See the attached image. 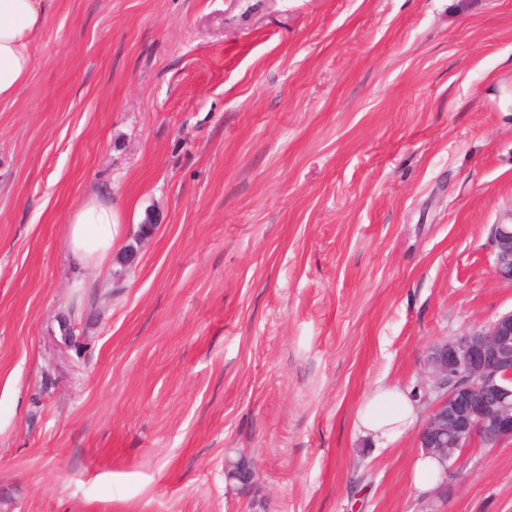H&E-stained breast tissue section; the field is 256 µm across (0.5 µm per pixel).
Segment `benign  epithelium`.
Segmentation results:
<instances>
[{
    "label": "benign epithelium",
    "mask_w": 512,
    "mask_h": 512,
    "mask_svg": "<svg viewBox=\"0 0 512 512\" xmlns=\"http://www.w3.org/2000/svg\"><path fill=\"white\" fill-rule=\"evenodd\" d=\"M491 242L494 274L512 282V214L494 225ZM425 368L435 400L420 432L421 448L450 461L480 441L512 440V312L434 343ZM224 474L246 489L254 483V462L246 456L229 461Z\"/></svg>",
    "instance_id": "7a95c632"
}]
</instances>
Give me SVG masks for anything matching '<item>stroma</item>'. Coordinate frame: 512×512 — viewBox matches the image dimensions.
<instances>
[{
	"instance_id": "stroma-1",
	"label": "stroma",
	"mask_w": 512,
	"mask_h": 512,
	"mask_svg": "<svg viewBox=\"0 0 512 512\" xmlns=\"http://www.w3.org/2000/svg\"><path fill=\"white\" fill-rule=\"evenodd\" d=\"M32 53L0 102L7 512H512L511 442L423 496L418 437L353 426L379 382L427 413V348L512 311V0H54ZM94 194L119 236L76 271ZM66 251L77 265L102 267L112 260L117 223L112 205L91 196L66 217ZM507 218L510 222L494 225L491 250L494 255V274L502 281L512 282V211ZM238 463L239 464V471L243 473V478H239L237 476L236 469L234 468V465ZM229 461L226 462L224 465V474L226 481L229 484H234L237 482L240 483L241 489H246L250 485L254 483L255 479V465L251 458H248L246 456H241L237 462ZM236 486V485H235Z\"/></svg>"
}]
</instances>
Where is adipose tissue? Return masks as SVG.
Returning a JSON list of instances; mask_svg holds the SVG:
<instances>
[{
	"instance_id": "1",
	"label": "adipose tissue",
	"mask_w": 512,
	"mask_h": 512,
	"mask_svg": "<svg viewBox=\"0 0 512 512\" xmlns=\"http://www.w3.org/2000/svg\"><path fill=\"white\" fill-rule=\"evenodd\" d=\"M52 0H0V102L13 100L29 79L32 46L43 30ZM66 251L77 265L102 267L113 255L117 224L112 206L92 196L66 217ZM354 427L375 447L386 448L419 428L415 399L396 384L376 385L355 414Z\"/></svg>"
}]
</instances>
